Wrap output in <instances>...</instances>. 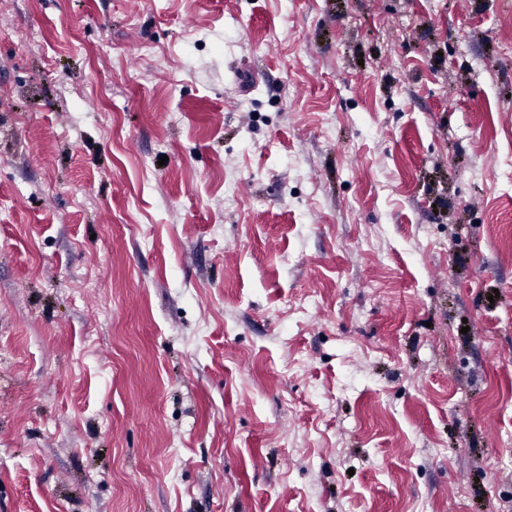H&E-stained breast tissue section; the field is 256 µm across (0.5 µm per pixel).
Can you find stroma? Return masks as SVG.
Segmentation results:
<instances>
[{
	"mask_svg": "<svg viewBox=\"0 0 512 512\" xmlns=\"http://www.w3.org/2000/svg\"><path fill=\"white\" fill-rule=\"evenodd\" d=\"M0 512H512V0H0Z\"/></svg>",
	"mask_w": 512,
	"mask_h": 512,
	"instance_id": "stroma-1",
	"label": "stroma"
}]
</instances>
